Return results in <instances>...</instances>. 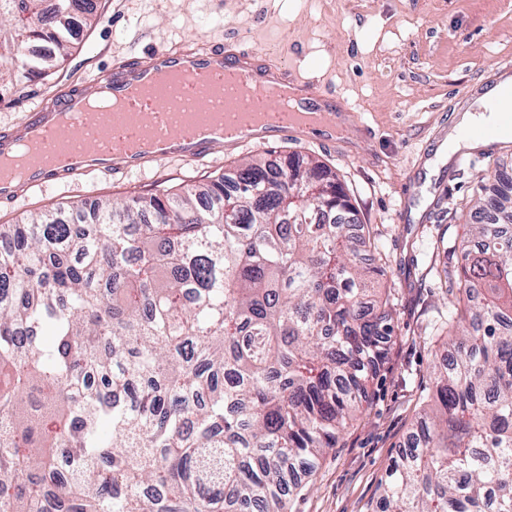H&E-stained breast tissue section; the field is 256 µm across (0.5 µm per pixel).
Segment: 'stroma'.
<instances>
[{
    "label": "stroma",
    "instance_id": "stroma-1",
    "mask_svg": "<svg viewBox=\"0 0 512 512\" xmlns=\"http://www.w3.org/2000/svg\"><path fill=\"white\" fill-rule=\"evenodd\" d=\"M224 42L276 45L279 61L320 79L350 107V124L338 125L331 141L281 137L201 164L172 161L145 174L93 173L35 189L0 203V224L69 202L177 192L232 173L245 158L301 153L326 164L386 259L394 332L367 415L304 477L288 512H368L434 386V353L424 338L448 318V255L432 245L442 236L461 239L473 200L497 187L486 170L512 172V136L488 151L438 154L455 118L478 111L481 86L512 70V0H315L309 10L299 0H102L100 21L84 28L56 73L25 81L18 92L0 86V126L143 45Z\"/></svg>",
    "mask_w": 512,
    "mask_h": 512
}]
</instances>
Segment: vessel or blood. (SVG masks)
I'll return each instance as SVG.
<instances>
[{
  "label": "vessel or blood",
  "mask_w": 512,
  "mask_h": 512,
  "mask_svg": "<svg viewBox=\"0 0 512 512\" xmlns=\"http://www.w3.org/2000/svg\"><path fill=\"white\" fill-rule=\"evenodd\" d=\"M163 74L173 77L166 96L145 110L144 123L122 129L124 148L112 145L102 115L85 116L87 102L99 95L121 100L133 87H156ZM201 107L228 125L260 117L261 133L280 137L297 135L305 115L324 123L330 99L318 81L272 65L265 53L254 50L210 45L156 49L143 57L126 58L81 85L62 89L34 112L0 129V158L14 156L25 139L47 148L61 142L68 145L66 156L31 165L26 179L0 177V201H17L32 188L57 185L83 171L124 176L154 169L167 157L142 153L137 145L158 136L175 144V160L207 159L228 142L221 137L195 136L185 129L186 116ZM77 127L82 130L78 136L73 133Z\"/></svg>",
  "instance_id": "1"
}]
</instances>
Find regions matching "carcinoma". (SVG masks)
Masks as SVG:
<instances>
[{
  "mask_svg": "<svg viewBox=\"0 0 512 512\" xmlns=\"http://www.w3.org/2000/svg\"><path fill=\"white\" fill-rule=\"evenodd\" d=\"M98 20L97 0H0V83L50 75ZM494 178L445 270L433 408L374 512H512V184ZM355 212L293 153L0 224V512H287L367 414L393 334Z\"/></svg>",
  "mask_w": 512,
  "mask_h": 512,
  "instance_id": "cac0c4a2",
  "label": "carcinoma"
}]
</instances>
